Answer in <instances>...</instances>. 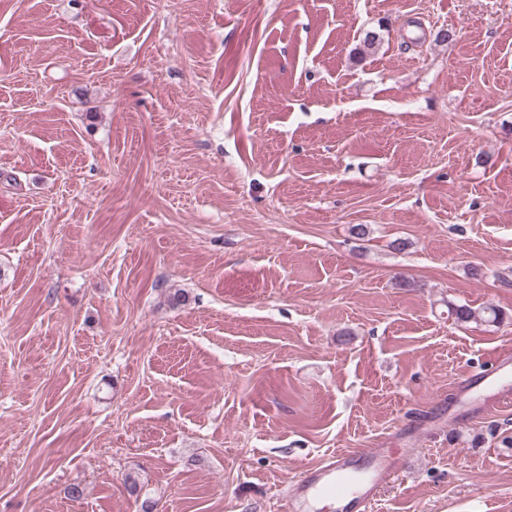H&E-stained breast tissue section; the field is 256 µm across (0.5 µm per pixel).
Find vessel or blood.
I'll return each mask as SVG.
<instances>
[{
    "mask_svg": "<svg viewBox=\"0 0 512 512\" xmlns=\"http://www.w3.org/2000/svg\"><path fill=\"white\" fill-rule=\"evenodd\" d=\"M460 386L476 393V409L483 413L512 403V385L505 382L483 386L469 377ZM398 470L399 457L392 448L333 453L299 476L284 499L283 512H319L327 500L336 512H370L377 495Z\"/></svg>",
    "mask_w": 512,
    "mask_h": 512,
    "instance_id": "vessel-or-blood-1",
    "label": "vessel or blood"
}]
</instances>
